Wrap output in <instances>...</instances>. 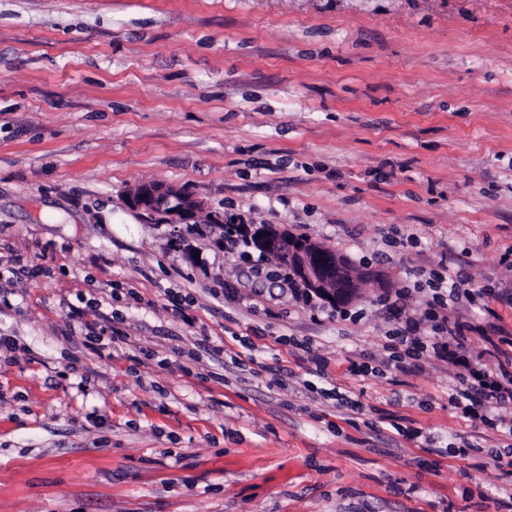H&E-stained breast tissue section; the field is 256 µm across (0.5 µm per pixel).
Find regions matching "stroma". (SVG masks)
<instances>
[{"label": "stroma", "mask_w": 512, "mask_h": 512, "mask_svg": "<svg viewBox=\"0 0 512 512\" xmlns=\"http://www.w3.org/2000/svg\"><path fill=\"white\" fill-rule=\"evenodd\" d=\"M231 216L376 276L304 298ZM436 272L512 336V0H0V512H512L457 367L382 347ZM127 205L167 224H190L202 210V202L189 193L159 182L140 185L128 197Z\"/></svg>", "instance_id": "35a3bbf8"}]
</instances>
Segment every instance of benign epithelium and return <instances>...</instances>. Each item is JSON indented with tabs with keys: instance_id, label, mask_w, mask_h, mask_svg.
<instances>
[{
	"instance_id": "obj_1",
	"label": "benign epithelium",
	"mask_w": 512,
	"mask_h": 512,
	"mask_svg": "<svg viewBox=\"0 0 512 512\" xmlns=\"http://www.w3.org/2000/svg\"><path fill=\"white\" fill-rule=\"evenodd\" d=\"M130 209L158 217L167 224H188L202 210V202L171 185H140L127 199ZM257 247L288 266L292 275L328 303L348 301L357 286L347 260L331 248L302 240L280 226L255 229Z\"/></svg>"
}]
</instances>
